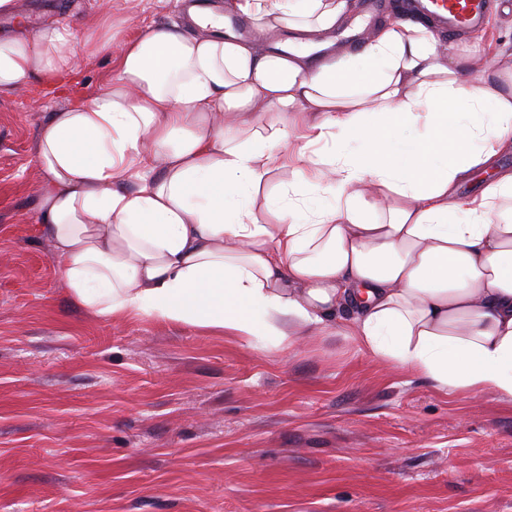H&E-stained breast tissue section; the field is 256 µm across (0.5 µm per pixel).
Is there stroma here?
<instances>
[{
    "instance_id": "stroma-1",
    "label": "stroma",
    "mask_w": 512,
    "mask_h": 512,
    "mask_svg": "<svg viewBox=\"0 0 512 512\" xmlns=\"http://www.w3.org/2000/svg\"><path fill=\"white\" fill-rule=\"evenodd\" d=\"M182 21L180 0H17L36 29ZM512 65V13L441 39ZM63 98L0 97V512H512V402L375 359L345 320L293 346L70 296L30 145Z\"/></svg>"
}]
</instances>
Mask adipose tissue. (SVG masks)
Segmentation results:
<instances>
[{"label":"adipose tissue","mask_w":512,"mask_h":512,"mask_svg":"<svg viewBox=\"0 0 512 512\" xmlns=\"http://www.w3.org/2000/svg\"><path fill=\"white\" fill-rule=\"evenodd\" d=\"M233 12L280 34L265 49ZM123 43L45 113L37 224L78 303L293 342L351 312L376 358L512 401V70L470 75L430 17L337 46L347 0H225ZM112 34L0 32V94L63 85ZM478 169L495 170L474 194ZM288 174L271 194L272 177Z\"/></svg>","instance_id":"ef3b65f1"}]
</instances>
